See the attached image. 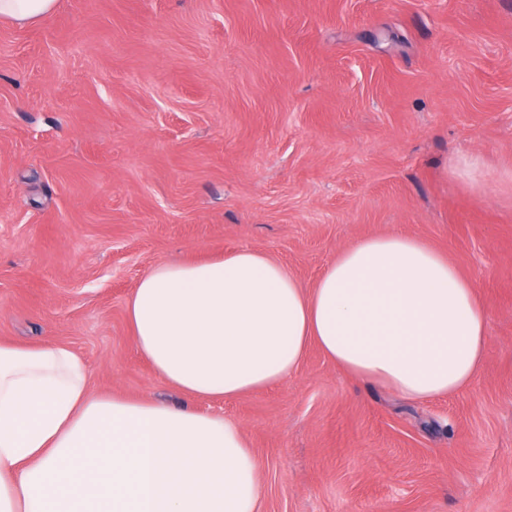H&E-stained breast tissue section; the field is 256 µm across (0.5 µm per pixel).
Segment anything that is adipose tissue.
<instances>
[{"mask_svg":"<svg viewBox=\"0 0 512 512\" xmlns=\"http://www.w3.org/2000/svg\"><path fill=\"white\" fill-rule=\"evenodd\" d=\"M154 377L191 398H233L292 377L310 345L411 401L459 393L488 349L473 282L425 241L361 238L314 288L239 248L159 263L126 306ZM265 485L241 425L92 387L62 344L0 339V512H260Z\"/></svg>","mask_w":512,"mask_h":512,"instance_id":"obj_1","label":"adipose tissue"}]
</instances>
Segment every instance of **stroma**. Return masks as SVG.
Segmentation results:
<instances>
[{"label":"stroma","instance_id":"obj_1","mask_svg":"<svg viewBox=\"0 0 512 512\" xmlns=\"http://www.w3.org/2000/svg\"><path fill=\"white\" fill-rule=\"evenodd\" d=\"M389 233L485 304L462 393L409 402L312 348L293 378L192 400L129 336L154 264L248 247L311 288ZM0 338L239 421L261 512H512V0H59L0 21Z\"/></svg>","mask_w":512,"mask_h":512}]
</instances>
